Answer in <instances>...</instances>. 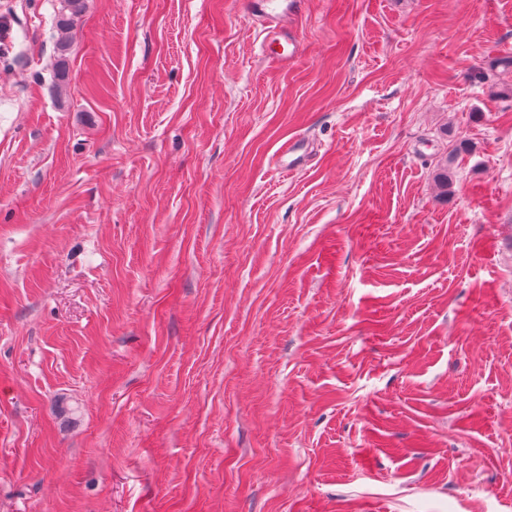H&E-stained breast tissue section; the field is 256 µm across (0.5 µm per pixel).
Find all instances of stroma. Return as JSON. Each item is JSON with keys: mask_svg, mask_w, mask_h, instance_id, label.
<instances>
[{"mask_svg": "<svg viewBox=\"0 0 512 512\" xmlns=\"http://www.w3.org/2000/svg\"><path fill=\"white\" fill-rule=\"evenodd\" d=\"M85 3L61 91L0 0V512H512V0ZM279 1L282 3L280 4V11H278L277 13H269L267 11L269 2H266L264 0H249L247 2V7L249 14H251L252 16L266 17L269 20V22L273 24L271 25L272 30L268 32L269 37H267V39L264 42V47L266 48V51L276 52L275 54L277 58L285 60L291 58L294 55L295 49H293L291 52L286 53L284 51L282 43L285 42L287 44H292V42L288 41V36L279 35L275 30L279 24V21L283 17H288V13L292 14L295 10V7L301 4V0ZM280 45L282 46V52H277L275 50V47L273 46ZM306 154V149L300 147L299 140L288 141L279 149L277 165L290 171L297 169L305 161Z\"/></svg>", "mask_w": 512, "mask_h": 512, "instance_id": "1", "label": "stroma"}]
</instances>
